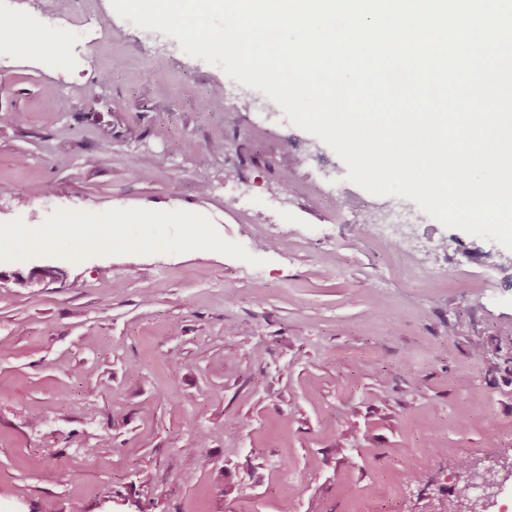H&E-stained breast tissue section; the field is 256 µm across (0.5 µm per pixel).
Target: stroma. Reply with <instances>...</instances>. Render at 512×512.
Returning a JSON list of instances; mask_svg holds the SVG:
<instances>
[{
	"label": "stroma",
	"mask_w": 512,
	"mask_h": 512,
	"mask_svg": "<svg viewBox=\"0 0 512 512\" xmlns=\"http://www.w3.org/2000/svg\"><path fill=\"white\" fill-rule=\"evenodd\" d=\"M92 8L111 40L0 0L43 46L0 38V512H433L511 457L502 246L354 187L447 243L409 284L330 146Z\"/></svg>",
	"instance_id": "stroma-1"
}]
</instances>
